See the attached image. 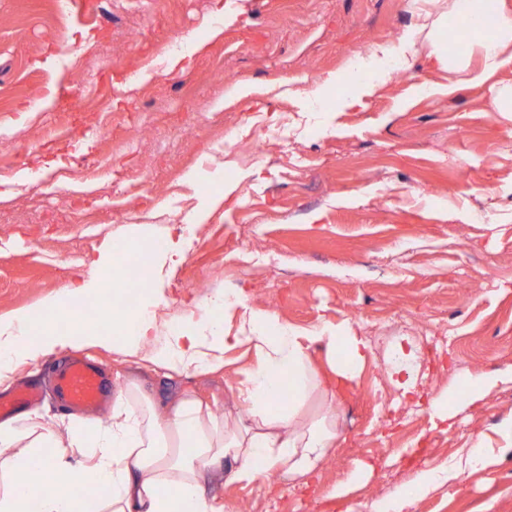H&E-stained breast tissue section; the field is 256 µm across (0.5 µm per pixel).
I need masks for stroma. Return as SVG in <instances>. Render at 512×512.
Listing matches in <instances>:
<instances>
[{
  "label": "stroma",
  "mask_w": 512,
  "mask_h": 512,
  "mask_svg": "<svg viewBox=\"0 0 512 512\" xmlns=\"http://www.w3.org/2000/svg\"><path fill=\"white\" fill-rule=\"evenodd\" d=\"M93 2L0 0V317L42 307L56 320H95L97 296L73 304L69 290L111 282L124 262L112 238L176 243L183 260L159 254L148 271L157 338L236 289L256 314L300 330L351 321L374 348L362 375L337 387L341 440L319 471L213 479L206 494L224 512H352L423 470L448 469L479 435L495 463L405 512H512V449L497 435L512 420V383L460 405L447 425L426 411L464 372L512 368V112L485 108L489 84L512 83V59L486 85L437 68L418 36L433 0ZM170 43L205 50L176 65ZM381 45L406 57L405 81L380 66L374 92L339 84L315 107L324 79ZM61 122L69 137L50 138ZM260 123L287 125V142L266 143L246 165L207 154L215 132L230 145ZM120 141L124 154L103 166ZM66 167L76 180L64 181ZM403 333L423 353L409 401L385 376L386 343ZM73 356L162 398L190 391L216 413L243 412L240 375L169 380L97 345L17 369L16 380L46 389L49 414L64 412L50 389ZM359 461L372 464L368 479L335 495Z\"/></svg>",
  "instance_id": "1"
}]
</instances>
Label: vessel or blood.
Wrapping results in <instances>:
<instances>
[{"instance_id": "vessel-or-blood-1", "label": "vessel or blood", "mask_w": 512, "mask_h": 512, "mask_svg": "<svg viewBox=\"0 0 512 512\" xmlns=\"http://www.w3.org/2000/svg\"><path fill=\"white\" fill-rule=\"evenodd\" d=\"M54 392L65 407L86 411L102 408L112 392L99 368L91 362L74 359L57 377ZM39 397L34 388L22 385L13 393L0 397V415L14 413Z\"/></svg>"}]
</instances>
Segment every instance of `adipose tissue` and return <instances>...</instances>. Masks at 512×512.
Wrapping results in <instances>:
<instances>
[{"mask_svg":"<svg viewBox=\"0 0 512 512\" xmlns=\"http://www.w3.org/2000/svg\"><path fill=\"white\" fill-rule=\"evenodd\" d=\"M483 0H448L427 14L420 32L423 45L440 69L470 73L485 82L505 52H512V11L499 8L496 36L480 38L486 18ZM468 16L478 36L471 49L482 54V69L471 72L470 57L450 48L442 36L449 15ZM123 291H112V308L99 325L83 322L59 330L42 314L20 312L0 319V385L12 380L18 365L85 344L109 343L113 351L163 371L165 377L224 370L232 350L247 347L253 363L237 398L247 422L237 425L218 416L194 393L169 400L148 393L134 378L112 384V410L106 420L73 416L48 418L32 410L0 421V512H73L83 494V512H224L206 495L218 476L246 483L314 474L338 442L333 384L351 382L362 373L372 349L350 324L323 323L299 330L272 314L255 315L244 297L200 306L165 340L155 336V318L141 308L122 306ZM237 316L235 331L223 330L225 313ZM322 346L324 364L311 350ZM422 352L408 336L397 337L387 352L386 376L401 397L417 391ZM501 383H512V370L491 375L472 370L428 400L432 422L452 419L458 407L480 398ZM325 407L308 417L313 398ZM79 455L71 463V455ZM235 465L225 473V461ZM458 470L422 472L410 486L373 506V512H402L420 493L457 478Z\"/></svg>","mask_w":512,"mask_h":512,"instance_id":"obj_1","label":"adipose tissue"}]
</instances>
